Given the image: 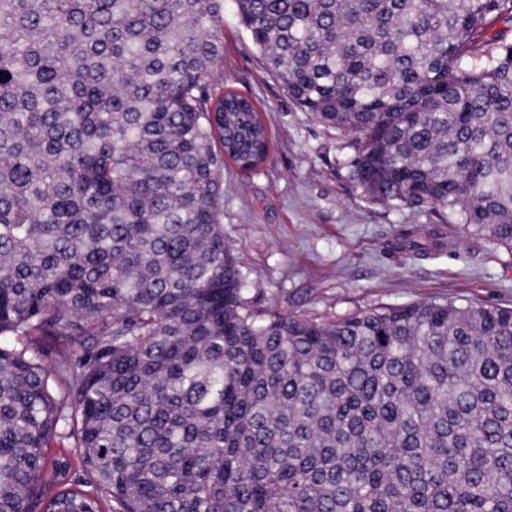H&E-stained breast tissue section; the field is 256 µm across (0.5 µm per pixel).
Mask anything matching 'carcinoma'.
Returning a JSON list of instances; mask_svg holds the SVG:
<instances>
[{
	"label": "carcinoma",
	"instance_id": "cac0c4a2",
	"mask_svg": "<svg viewBox=\"0 0 512 512\" xmlns=\"http://www.w3.org/2000/svg\"><path fill=\"white\" fill-rule=\"evenodd\" d=\"M232 6L372 201L512 246V0ZM225 8L0 0V512H512L511 307L251 311Z\"/></svg>",
	"mask_w": 512,
	"mask_h": 512
}]
</instances>
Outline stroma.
Segmentation results:
<instances>
[{
	"mask_svg": "<svg viewBox=\"0 0 512 512\" xmlns=\"http://www.w3.org/2000/svg\"><path fill=\"white\" fill-rule=\"evenodd\" d=\"M215 88L251 98L271 137L256 168L224 163V240L254 311L343 315L424 300L512 307V248L444 211L370 201L337 165L335 130L289 98L230 8ZM415 225L429 253L397 250Z\"/></svg>",
	"mask_w": 512,
	"mask_h": 512,
	"instance_id": "stroma-1",
	"label": "stroma"
}]
</instances>
